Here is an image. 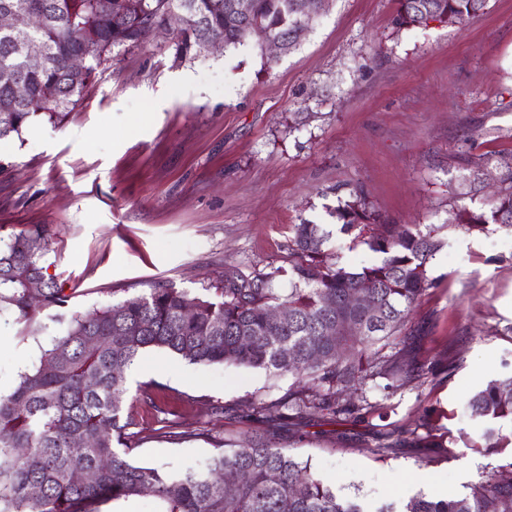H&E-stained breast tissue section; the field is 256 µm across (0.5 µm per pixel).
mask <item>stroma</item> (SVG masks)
I'll use <instances>...</instances> for the list:
<instances>
[{
  "mask_svg": "<svg viewBox=\"0 0 512 512\" xmlns=\"http://www.w3.org/2000/svg\"><path fill=\"white\" fill-rule=\"evenodd\" d=\"M397 0H329L299 45L271 60L258 42L184 58L173 34L101 65L61 119L35 117L0 140V238L32 225L52 233L47 260L74 309L88 311L167 283L191 294L290 268L292 227L324 225L329 252L360 267L378 254L340 232L339 202L364 190L390 223L432 224L443 240L433 288L413 311V353L435 376L396 386L367 381L377 413L317 418L275 438L323 482L372 506L468 492L512 460V448L474 447L487 426L466 404L512 374V232L453 225L457 205L488 209L490 183L512 164V0H490L465 25L396 28ZM484 160L476 193L462 195L460 156ZM38 340L0 317V394L60 327L47 313ZM157 382L151 399L140 385ZM291 376L192 365L145 352L127 374L135 462L176 475L202 463L215 438L244 442L265 426L242 402L274 400ZM223 406L201 417L199 402ZM433 423L446 448L382 447L396 428Z\"/></svg>",
  "mask_w": 512,
  "mask_h": 512,
  "instance_id": "obj_1",
  "label": "stroma"
}]
</instances>
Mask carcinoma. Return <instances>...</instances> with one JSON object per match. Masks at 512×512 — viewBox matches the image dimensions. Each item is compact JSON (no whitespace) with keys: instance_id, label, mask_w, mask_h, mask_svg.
<instances>
[{"instance_id":"obj_1","label":"carcinoma","mask_w":512,"mask_h":512,"mask_svg":"<svg viewBox=\"0 0 512 512\" xmlns=\"http://www.w3.org/2000/svg\"><path fill=\"white\" fill-rule=\"evenodd\" d=\"M95 0H0V10L18 20L12 31L0 30V72L27 80L30 98L11 100L0 80V138L21 135L32 118L58 119L73 110L89 91L103 63L142 46L151 28L171 11L183 13L176 53L200 51L210 37L226 47L246 45L260 28L281 40L285 52L298 43L299 24L314 22L320 0H252L249 16L229 14V0H112V16L104 18ZM488 0H398L394 24L419 27L428 22L463 24L487 7ZM26 40L44 52L39 71L24 69L13 54L14 43ZM90 48L87 73L74 77L65 58L72 50ZM333 216L340 232L380 256L377 263L353 268L325 252L329 233L320 224L293 226L288 245L294 261V287L281 295L273 281L285 272L272 267L252 279L214 288L202 296L171 284L127 298L99 310L70 308L43 258L49 236L31 227L0 244V315L11 314L22 339L36 338L37 310H52L51 319L64 334L35 349L36 361L18 374L12 392L0 395V512H101L109 501L150 495L161 512H368L356 497L324 484L310 464L288 449L259 436L246 446L232 440L213 441L214 452L204 467L171 477L130 458L124 414L126 370L139 355L156 349L192 364L238 365L290 374L295 382L275 401L250 399L245 416L275 425L290 420L297 426L315 417L337 418L378 406L352 389L382 377L397 382L433 374L429 367L403 358L398 346L409 345L410 315L422 294L433 285L431 260L443 245L439 228L413 224L400 227L379 220L366 207L364 192L337 207ZM455 222L470 233L488 224L512 230V167L501 172L489 210L461 205ZM40 285L41 304L29 302V285ZM362 289L372 296L373 309L350 305ZM195 314L187 317L186 307ZM288 309V321L269 319L272 308ZM472 416L512 419V375L489 381L469 400ZM422 448H445L446 437L424 425L410 432ZM474 447L508 448L512 434L487 429ZM95 474L91 484L73 481L77 471ZM241 472L232 488L224 474ZM40 487L41 494L30 495ZM376 512H512V462L475 483L464 496L430 498L422 494Z\"/></svg>"}]
</instances>
